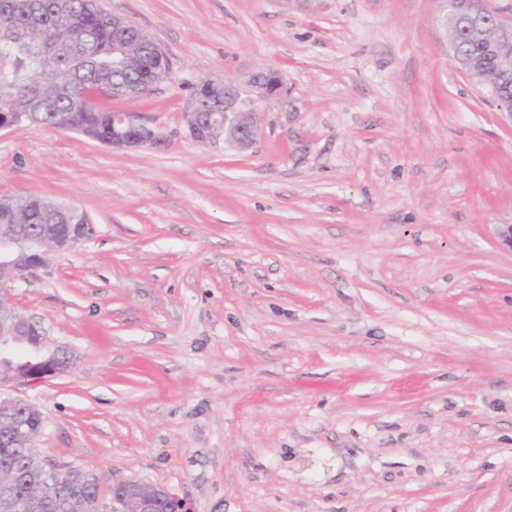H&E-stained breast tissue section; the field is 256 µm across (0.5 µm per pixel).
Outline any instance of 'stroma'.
<instances>
[{
	"instance_id": "stroma-1",
	"label": "stroma",
	"mask_w": 512,
	"mask_h": 512,
	"mask_svg": "<svg viewBox=\"0 0 512 512\" xmlns=\"http://www.w3.org/2000/svg\"><path fill=\"white\" fill-rule=\"evenodd\" d=\"M171 74L154 144L0 134V197L90 217L15 303L68 372L16 388L41 457L180 512H512V119L445 0H99ZM278 70L254 147L197 142L204 78ZM120 483L113 484L111 488L112 512H156V505L160 501H167L169 503V512L177 511L175 502L163 489L145 483L135 477L128 478ZM116 486L125 488L123 496L114 495L113 488ZM130 502L136 505L134 511L128 509V503Z\"/></svg>"
}]
</instances>
